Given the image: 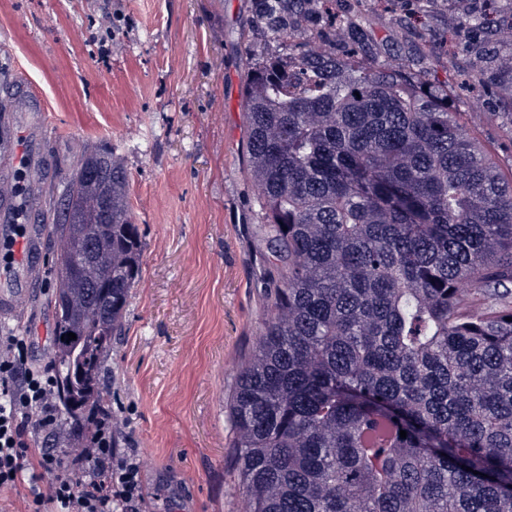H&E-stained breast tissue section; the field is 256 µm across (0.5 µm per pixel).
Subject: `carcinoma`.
Returning a JSON list of instances; mask_svg holds the SVG:
<instances>
[{"label": "carcinoma", "instance_id": "cac0c4a2", "mask_svg": "<svg viewBox=\"0 0 512 512\" xmlns=\"http://www.w3.org/2000/svg\"><path fill=\"white\" fill-rule=\"evenodd\" d=\"M252 11L288 52L250 58L242 93L279 273L224 397L244 512H512V181L419 74L358 61L336 0ZM127 186L112 151L85 153L50 227L70 418L111 410L145 246Z\"/></svg>", "mask_w": 512, "mask_h": 512}]
</instances>
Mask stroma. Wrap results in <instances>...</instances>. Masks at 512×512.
Returning <instances> with one entry per match:
<instances>
[{
	"label": "stroma",
	"mask_w": 512,
	"mask_h": 512,
	"mask_svg": "<svg viewBox=\"0 0 512 512\" xmlns=\"http://www.w3.org/2000/svg\"><path fill=\"white\" fill-rule=\"evenodd\" d=\"M251 0H0V139L26 131L25 152L47 185L63 187L77 157L113 149L145 242L126 332L105 366L121 450L141 460L150 512H241L224 397L253 345L263 311L255 234L258 189L246 174L242 88L251 56L244 33ZM112 38L101 44V22ZM366 27L368 64L409 62L414 43L434 45L418 69L444 90L458 120L512 180V91L498 66L512 58V25L475 26L447 47L450 17L420 0L393 11L362 0L349 15ZM486 63L485 93L459 91L473 60ZM41 235L35 274L0 311V329L31 337L47 364L55 318L51 260Z\"/></svg>",
	"instance_id": "1"
}]
</instances>
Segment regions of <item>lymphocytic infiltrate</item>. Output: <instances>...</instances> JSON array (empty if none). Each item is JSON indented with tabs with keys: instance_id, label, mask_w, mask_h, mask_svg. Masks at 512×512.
<instances>
[{
	"instance_id": "f902f5d3",
	"label": "lymphocytic infiltrate",
	"mask_w": 512,
	"mask_h": 512,
	"mask_svg": "<svg viewBox=\"0 0 512 512\" xmlns=\"http://www.w3.org/2000/svg\"><path fill=\"white\" fill-rule=\"evenodd\" d=\"M114 433L108 413L84 433L63 423L50 367L33 363L26 337L0 332V491L28 486L26 512H145L136 457L113 448Z\"/></svg>"
}]
</instances>
